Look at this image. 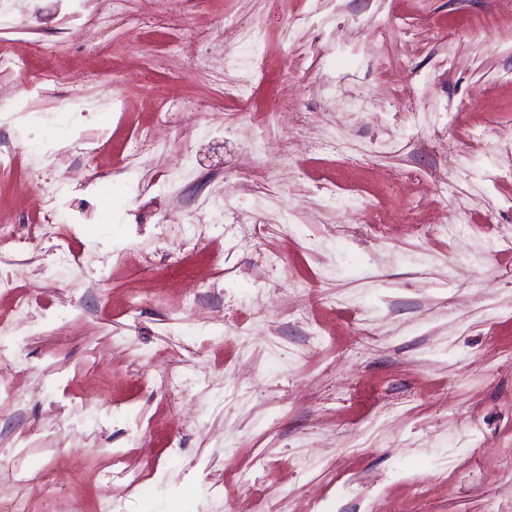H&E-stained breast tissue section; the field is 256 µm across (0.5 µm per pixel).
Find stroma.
Wrapping results in <instances>:
<instances>
[{
  "label": "stroma",
  "mask_w": 512,
  "mask_h": 512,
  "mask_svg": "<svg viewBox=\"0 0 512 512\" xmlns=\"http://www.w3.org/2000/svg\"><path fill=\"white\" fill-rule=\"evenodd\" d=\"M0 54V222L72 252L0 244V512H512V0H8Z\"/></svg>",
  "instance_id": "1"
}]
</instances>
